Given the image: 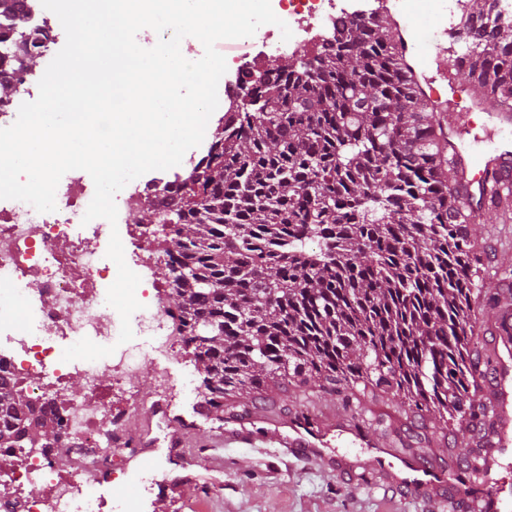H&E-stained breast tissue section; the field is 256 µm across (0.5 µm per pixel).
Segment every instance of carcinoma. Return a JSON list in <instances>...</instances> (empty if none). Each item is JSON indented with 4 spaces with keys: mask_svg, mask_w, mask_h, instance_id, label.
Instances as JSON below:
<instances>
[{
    "mask_svg": "<svg viewBox=\"0 0 512 512\" xmlns=\"http://www.w3.org/2000/svg\"><path fill=\"white\" fill-rule=\"evenodd\" d=\"M497 0H474L467 75L512 109V21ZM0 59L32 67L41 39L5 30ZM17 80L0 72V110ZM249 101L224 113L216 141L182 180L168 228L174 306L201 375L209 416L229 392L242 407L269 386L353 384L404 394L477 432L488 405L468 397L484 369L465 357L472 334L471 250L440 123L405 76L376 13L359 15L315 55L274 62ZM54 420L0 378V445L51 448ZM469 479L486 463L458 453Z\"/></svg>",
    "mask_w": 512,
    "mask_h": 512,
    "instance_id": "obj_1",
    "label": "carcinoma"
}]
</instances>
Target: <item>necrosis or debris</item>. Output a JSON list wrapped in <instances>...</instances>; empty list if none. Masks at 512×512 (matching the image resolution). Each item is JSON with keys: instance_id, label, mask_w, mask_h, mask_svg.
Returning a JSON list of instances; mask_svg holds the SVG:
<instances>
[{"instance_id": "1", "label": "necrosis or debris", "mask_w": 512, "mask_h": 512, "mask_svg": "<svg viewBox=\"0 0 512 512\" xmlns=\"http://www.w3.org/2000/svg\"><path fill=\"white\" fill-rule=\"evenodd\" d=\"M273 12L292 31L289 40L272 44L273 33L259 28L254 36L224 39L218 46L231 73L224 93L233 96L247 89L249 74L271 60L298 50L322 47L332 39L340 21L356 16L351 0H270ZM15 27L37 31L47 51L65 41L59 19L44 9L41 0H23ZM185 191L181 182L157 180L134 189H122L115 197L118 209L162 211ZM94 195L87 173L72 170L56 190V209L37 212L30 204L0 203V337L11 346L0 348V376L25 386L37 403L55 404L61 440L43 449L0 447V458L11 460L9 471H0V512H100L102 503L91 487L99 473L120 471L125 451L113 440L120 425L112 417V397L120 395L128 407L140 398L132 378L156 355L180 351L179 314L163 301L173 279L145 281V271L162 268L168 255L158 240V224H125L126 263L140 274L137 288L140 310L134 314L139 333L150 344L115 348L96 361H63L62 350L89 338L113 346L115 312L107 304L108 288L117 277L115 263L102 247L111 226L104 219L83 223ZM99 239V247L88 244ZM82 377L84 394L57 406L71 371Z\"/></svg>"}]
</instances>
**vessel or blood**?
I'll return each instance as SVG.
<instances>
[{"label":"vessel or blood","mask_w":512,"mask_h":512,"mask_svg":"<svg viewBox=\"0 0 512 512\" xmlns=\"http://www.w3.org/2000/svg\"><path fill=\"white\" fill-rule=\"evenodd\" d=\"M416 9L428 21V39H421L420 35L406 27L395 0H380L377 14L385 20L400 49L406 76L426 100L430 111L447 119L443 144L453 161L457 184L466 204L478 215L491 208L505 211V204L497 205L489 199L487 180L489 175L497 174L503 181H512V149L502 143L487 149L468 145L464 139L467 124L448 118V100L434 87L428 75L429 70L437 67L457 73L462 70L459 55L447 56L443 51L433 52L429 49L430 43L448 33L445 24L447 0H416ZM470 101L472 109L486 114L489 122L503 128L512 125L511 113L490 108L488 101L477 95L471 96ZM494 333L502 352L501 367L490 383L488 404L497 424L498 447L496 453L488 454L484 478L475 492L496 506L512 498V484L498 476L500 468L504 466L502 454L512 446L511 308L498 311ZM148 416L150 421L158 418L167 422L170 428L166 436L167 448L173 455H181L184 449L194 445V429L185 418L175 414L172 401L153 403ZM335 438L348 439L355 447L365 449L371 463L384 473L390 485L415 493L429 487H443L448 483L447 469L416 457H392L388 448L361 432L357 422L344 418L317 422L302 411L291 416L272 417L257 413L244 418H225L223 428L209 433L205 445L220 448L237 443L253 447L260 443L269 448H287L297 457L317 458L342 468L346 461L331 446Z\"/></svg>","instance_id":"1"}]
</instances>
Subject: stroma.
I'll return each mask as SVG.
<instances>
[{
  "mask_svg": "<svg viewBox=\"0 0 512 512\" xmlns=\"http://www.w3.org/2000/svg\"><path fill=\"white\" fill-rule=\"evenodd\" d=\"M471 239L478 256L474 279L479 293L472 296L474 334L483 347H492V336L484 329L494 322V308L485 304L487 294H504L507 284L503 273L512 270V224L492 220L471 227ZM168 369L187 385L174 395L179 414L197 421L201 434H208L212 421L197 417L194 405L200 401L199 374L188 353L158 356L154 367L146 368L136 379L144 401L138 408L122 407L113 400L122 430L134 427L145 414L146 404L160 399L155 386V368ZM366 417L375 421L369 433L385 447L421 448L426 458L453 467L448 455L454 443L462 441L465 431L456 422L447 428H435L431 416H422L407 402L385 395L354 392ZM256 408L279 413L306 410L313 419L333 414L347 416L341 396L310 385H284L268 390ZM338 448L347 452L354 475L336 473L314 460H302L281 448H228L224 466L211 462V449H193V462L170 456L166 447L154 452L145 467L128 464L124 476L113 478L112 487L103 492L102 512H451V492L439 489L409 496L387 485L378 470L360 449L346 441Z\"/></svg>",
  "mask_w": 512,
  "mask_h": 512,
  "instance_id": "1",
  "label": "stroma"
}]
</instances>
